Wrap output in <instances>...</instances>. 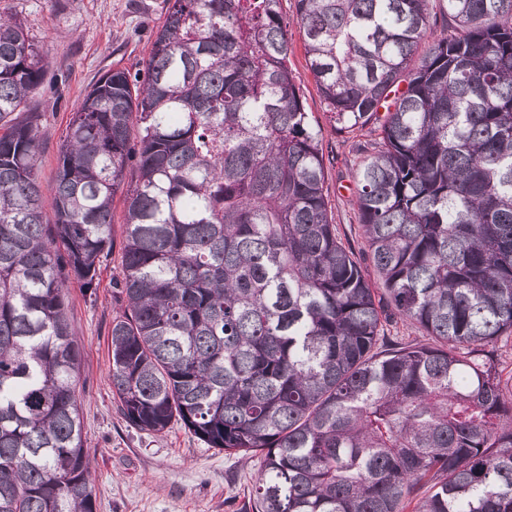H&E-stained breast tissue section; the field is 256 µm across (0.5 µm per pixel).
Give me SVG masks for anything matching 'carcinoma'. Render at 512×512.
<instances>
[{"label":"carcinoma","instance_id":"1","mask_svg":"<svg viewBox=\"0 0 512 512\" xmlns=\"http://www.w3.org/2000/svg\"><path fill=\"white\" fill-rule=\"evenodd\" d=\"M294 8L336 130L378 132L355 205L379 290L336 231L280 0H167L47 193L22 116L44 61L0 14V512H95L67 283L95 293L118 198L130 425L261 455L252 512H512V0ZM393 316L432 342L394 343Z\"/></svg>","mask_w":512,"mask_h":512}]
</instances>
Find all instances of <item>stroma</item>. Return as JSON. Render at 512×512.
Instances as JSON below:
<instances>
[{"label": "stroma", "mask_w": 512, "mask_h": 512, "mask_svg": "<svg viewBox=\"0 0 512 512\" xmlns=\"http://www.w3.org/2000/svg\"><path fill=\"white\" fill-rule=\"evenodd\" d=\"M166 8V0H0V12L25 22L47 65L44 84L29 102L39 116L43 188L54 182L59 142L85 92L112 69L141 68ZM281 9L292 35L290 66L321 133L334 222L368 278L376 279L359 228L354 173L360 157L352 150L356 144L372 146L376 134L369 127L337 132L307 68L293 0H281ZM119 262L116 252L103 258L96 293H86L74 280L68 288L96 512H251L260 457L208 447L178 423L161 434L147 433L119 413L109 380L112 319L122 309L112 285Z\"/></svg>", "instance_id": "1"}]
</instances>
